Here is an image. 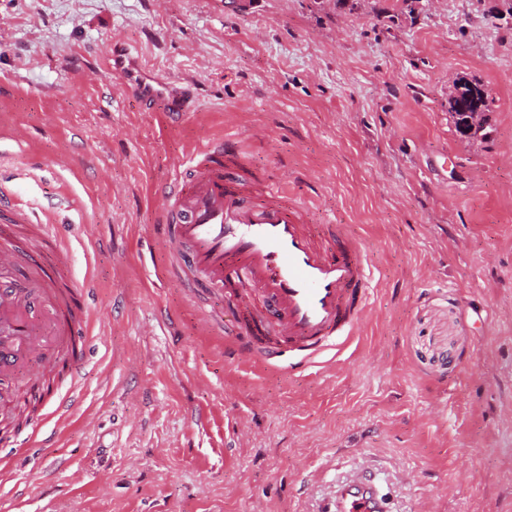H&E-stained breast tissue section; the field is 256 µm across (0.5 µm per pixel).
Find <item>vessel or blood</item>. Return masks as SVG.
<instances>
[{"label": "vessel or blood", "instance_id": "vessel-or-blood-1", "mask_svg": "<svg viewBox=\"0 0 512 512\" xmlns=\"http://www.w3.org/2000/svg\"><path fill=\"white\" fill-rule=\"evenodd\" d=\"M112 73L143 110L184 112L183 89L156 81L136 58H114ZM237 162L231 141L208 142L179 161L158 211L168 269L232 298L233 313L244 324L230 345L233 358L309 367L367 318L370 268L358 241L341 226L308 224L283 185L265 181L252 189L236 172ZM10 231L0 225V374L30 358L39 366L29 374L35 382L39 370L55 365L40 351L38 334L83 338L80 317L90 289L49 272L12 242ZM333 509L385 512L369 464L337 480Z\"/></svg>", "mask_w": 512, "mask_h": 512}]
</instances>
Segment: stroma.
Listing matches in <instances>:
<instances>
[{
	"instance_id": "obj_1",
	"label": "stroma",
	"mask_w": 512,
	"mask_h": 512,
	"mask_svg": "<svg viewBox=\"0 0 512 512\" xmlns=\"http://www.w3.org/2000/svg\"><path fill=\"white\" fill-rule=\"evenodd\" d=\"M118 42L191 111L112 86ZM461 78L489 138L455 130ZM211 139L372 268L305 371L228 362L227 296L157 274L160 191ZM0 193L95 283L73 411L0 422V512H324L362 461L389 512H512V0H0ZM487 99V93L479 87V85H472L466 82L458 83L456 85L455 93L448 101V110L458 133L460 132L463 134L461 132V127L466 125V117L468 116L465 111L460 109V102L463 101L469 102V107H475L483 111H467L471 114L468 119V134L480 135L487 129L489 125V117L488 114L484 112L485 108H487Z\"/></svg>"
}]
</instances>
